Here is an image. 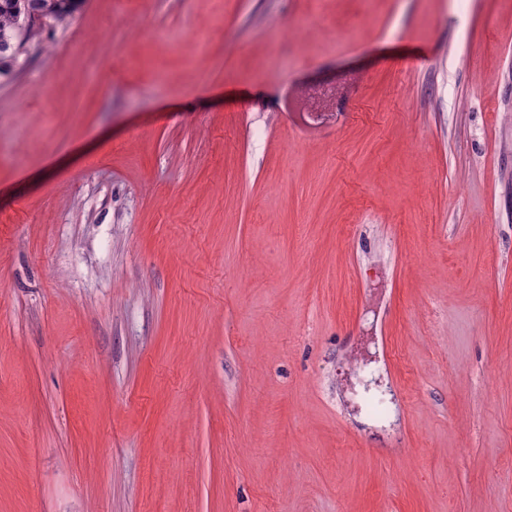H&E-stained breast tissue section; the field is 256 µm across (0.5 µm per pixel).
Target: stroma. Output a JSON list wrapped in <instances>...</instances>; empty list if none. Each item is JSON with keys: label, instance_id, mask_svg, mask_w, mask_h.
I'll list each match as a JSON object with an SVG mask.
<instances>
[{"label": "stroma", "instance_id": "obj_1", "mask_svg": "<svg viewBox=\"0 0 512 512\" xmlns=\"http://www.w3.org/2000/svg\"><path fill=\"white\" fill-rule=\"evenodd\" d=\"M0 512H512V0H84L29 45Z\"/></svg>", "mask_w": 512, "mask_h": 512}]
</instances>
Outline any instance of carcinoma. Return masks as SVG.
Segmentation results:
<instances>
[{"label": "carcinoma", "mask_w": 512, "mask_h": 512, "mask_svg": "<svg viewBox=\"0 0 512 512\" xmlns=\"http://www.w3.org/2000/svg\"><path fill=\"white\" fill-rule=\"evenodd\" d=\"M83 0H0V77L13 73L25 46L43 29L26 24L34 15L59 24L72 17Z\"/></svg>", "instance_id": "obj_1"}]
</instances>
